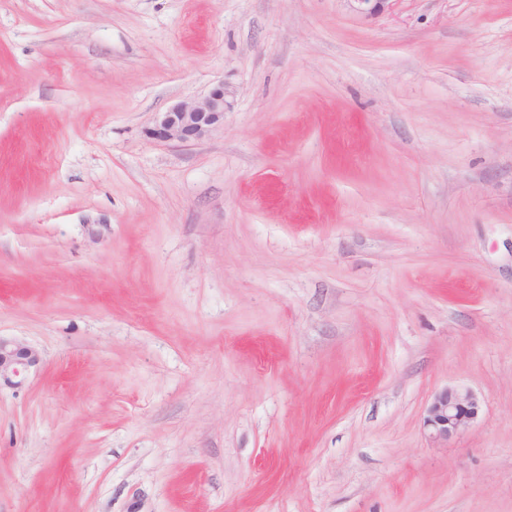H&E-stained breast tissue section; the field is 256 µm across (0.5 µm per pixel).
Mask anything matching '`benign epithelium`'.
<instances>
[{
	"mask_svg": "<svg viewBox=\"0 0 512 512\" xmlns=\"http://www.w3.org/2000/svg\"><path fill=\"white\" fill-rule=\"evenodd\" d=\"M356 9L373 17L383 13L390 0H354ZM224 84L207 95L180 101L158 113L148 129L149 138L160 141H198L224 127ZM41 363L39 352L32 346L0 337V382L19 386L24 374ZM480 405L469 390L445 388L436 393L426 407L424 426L429 437L446 442L465 431L478 417Z\"/></svg>",
	"mask_w": 512,
	"mask_h": 512,
	"instance_id": "obj_1",
	"label": "benign epithelium"
}]
</instances>
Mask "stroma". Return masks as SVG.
Segmentation results:
<instances>
[{
  "mask_svg": "<svg viewBox=\"0 0 512 512\" xmlns=\"http://www.w3.org/2000/svg\"><path fill=\"white\" fill-rule=\"evenodd\" d=\"M0 336V512H512V0H0ZM224 106V86L218 84L203 97L180 101L159 112L147 135L160 142L201 140L224 127ZM40 363V354L34 347L0 336V386L2 381L12 386L21 385L25 372ZM480 405L468 390L445 388L436 393L426 407L424 426L429 437L446 442L460 435L478 417Z\"/></svg>",
  "mask_w": 512,
  "mask_h": 512,
  "instance_id": "stroma-1",
  "label": "stroma"
}]
</instances>
